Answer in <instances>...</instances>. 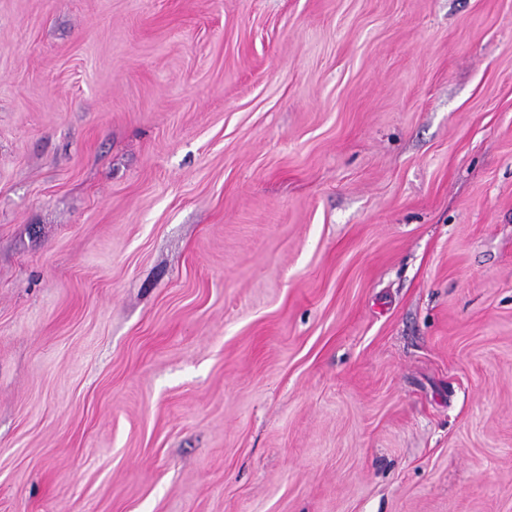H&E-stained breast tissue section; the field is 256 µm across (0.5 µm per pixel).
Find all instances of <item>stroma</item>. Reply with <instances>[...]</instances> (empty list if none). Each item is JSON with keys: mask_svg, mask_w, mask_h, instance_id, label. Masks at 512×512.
Masks as SVG:
<instances>
[{"mask_svg": "<svg viewBox=\"0 0 512 512\" xmlns=\"http://www.w3.org/2000/svg\"><path fill=\"white\" fill-rule=\"evenodd\" d=\"M0 512H512V0H0Z\"/></svg>", "mask_w": 512, "mask_h": 512, "instance_id": "1", "label": "stroma"}]
</instances>
